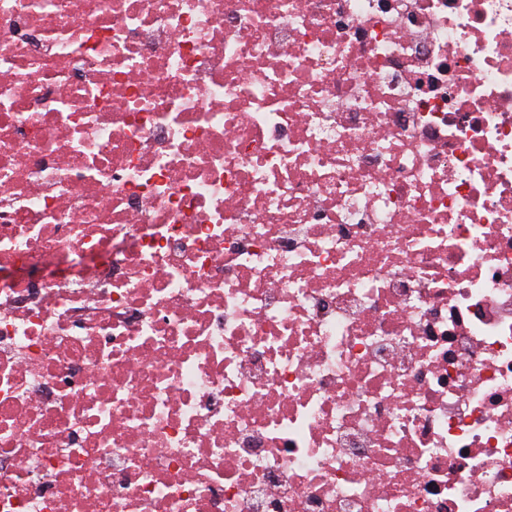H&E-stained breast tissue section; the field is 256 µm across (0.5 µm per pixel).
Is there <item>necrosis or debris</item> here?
I'll use <instances>...</instances> for the list:
<instances>
[{"instance_id": "4bbe7bcc", "label": "necrosis or debris", "mask_w": 512, "mask_h": 512, "mask_svg": "<svg viewBox=\"0 0 512 512\" xmlns=\"http://www.w3.org/2000/svg\"><path fill=\"white\" fill-rule=\"evenodd\" d=\"M0 512H512V0H0Z\"/></svg>"}]
</instances>
